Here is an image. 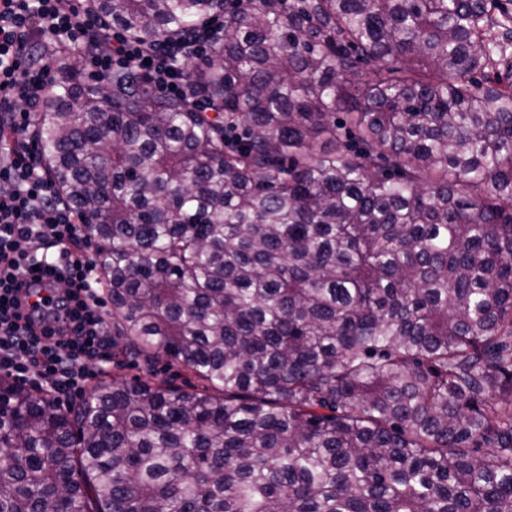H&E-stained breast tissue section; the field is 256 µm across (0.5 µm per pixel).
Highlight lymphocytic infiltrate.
Here are the masks:
<instances>
[{
	"instance_id": "1",
	"label": "lymphocytic infiltrate",
	"mask_w": 512,
	"mask_h": 512,
	"mask_svg": "<svg viewBox=\"0 0 512 512\" xmlns=\"http://www.w3.org/2000/svg\"><path fill=\"white\" fill-rule=\"evenodd\" d=\"M223 28L216 15L187 37L148 47L78 0H0V376L67 395L82 390L87 361L110 359L90 238L27 140L56 81L55 60L79 54L95 73H136L155 91L188 100L185 64L208 57ZM96 33L106 50L85 53ZM37 266L47 279L35 282V298L17 284Z\"/></svg>"
}]
</instances>
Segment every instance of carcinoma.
I'll list each match as a JSON object with an SVG mask.
<instances>
[{
	"mask_svg": "<svg viewBox=\"0 0 512 512\" xmlns=\"http://www.w3.org/2000/svg\"><path fill=\"white\" fill-rule=\"evenodd\" d=\"M216 2L91 7L156 46ZM187 75L73 64L32 139L112 346L203 389L0 377V512H512V0H224Z\"/></svg>",
	"mask_w": 512,
	"mask_h": 512,
	"instance_id": "carcinoma-1",
	"label": "carcinoma"
}]
</instances>
